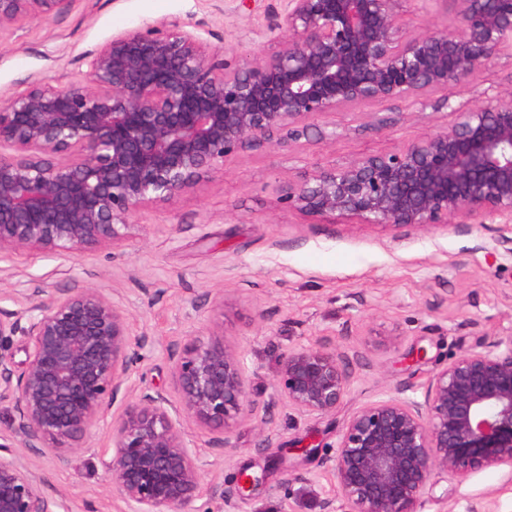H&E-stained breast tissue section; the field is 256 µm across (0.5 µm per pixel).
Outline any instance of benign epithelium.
I'll return each instance as SVG.
<instances>
[{
    "label": "benign epithelium",
    "mask_w": 512,
    "mask_h": 512,
    "mask_svg": "<svg viewBox=\"0 0 512 512\" xmlns=\"http://www.w3.org/2000/svg\"><path fill=\"white\" fill-rule=\"evenodd\" d=\"M72 0H0V33ZM404 0H286L271 11L276 50L233 65L177 21L125 31L91 51L65 87L35 83L0 102V254L70 255L119 245L132 218L172 203L248 146L288 148L312 119L360 103L427 94L512 57V0H422L451 7L454 28L406 30ZM453 124L402 150L323 168L282 199L311 215L361 224L451 226L512 217V90L482 92ZM26 343L15 374L0 354V403L12 433L41 455L80 452L139 359L141 341L98 288L39 298L0 318V348ZM180 403L145 393L112 423L98 459L132 512H194L200 467L183 423L225 434L257 413L244 357L224 336H195L172 365ZM276 383L304 415L336 411L351 373L336 353L301 345ZM323 512H421L432 477L512 469V336L462 353L422 398L387 396L353 412L333 455ZM27 456L0 443V512H56Z\"/></svg>",
    "instance_id": "7a95c632"
}]
</instances>
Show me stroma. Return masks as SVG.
I'll use <instances>...</instances> for the list:
<instances>
[{
    "label": "stroma",
    "mask_w": 512,
    "mask_h": 512,
    "mask_svg": "<svg viewBox=\"0 0 512 512\" xmlns=\"http://www.w3.org/2000/svg\"><path fill=\"white\" fill-rule=\"evenodd\" d=\"M263 9L235 0H74L47 20L0 35V100L36 82L65 86L86 69V56L122 32L179 20L227 49L243 34L254 49L275 47ZM512 88V68L497 65L427 95L426 111L403 101L361 103L326 116L337 137L308 134L289 148L238 150L224 167L174 203L141 209L121 247L70 257L20 251L0 259V317L22 312L38 293L75 286L100 289L142 340L141 359L93 429L84 452L31 457L33 472L58 512H131L113 492L95 452L112 444V422L145 393L170 403L180 395L172 358L191 335L221 322L244 356L248 391L266 408L227 434L184 425L200 465L196 512H321L333 480L323 456L361 405L411 387L421 396L433 374L465 351L512 335V253L495 240L512 234V218L493 215L455 227L359 224L311 217L288 207L280 187L318 168L342 166L400 150L452 125V106L480 91ZM318 344L346 359L352 382L331 414L307 417L276 387L282 356ZM425 359L410 362L414 345ZM317 446L318 454L279 459L284 448ZM264 474L247 499L239 472ZM424 512H512V470H475L463 481L436 477Z\"/></svg>",
    "instance_id": "35a3bbf8"
}]
</instances>
